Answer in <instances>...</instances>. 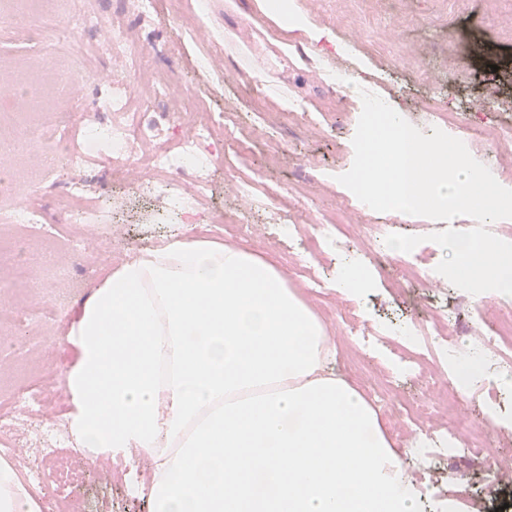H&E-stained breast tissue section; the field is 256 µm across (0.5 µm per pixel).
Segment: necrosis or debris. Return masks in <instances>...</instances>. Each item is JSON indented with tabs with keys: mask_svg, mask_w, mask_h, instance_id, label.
I'll use <instances>...</instances> for the list:
<instances>
[{
	"mask_svg": "<svg viewBox=\"0 0 512 512\" xmlns=\"http://www.w3.org/2000/svg\"><path fill=\"white\" fill-rule=\"evenodd\" d=\"M55 9L68 18L64 29L49 28L41 22L44 14ZM0 20L24 25L30 37L47 50L67 49L70 63L58 82L60 97L77 100L84 86L95 83L112 90L97 103L103 122L78 133L67 121L47 126L35 120V110L49 103L38 70H30L14 82L12 98L0 108V189L9 195L8 201L0 204V224L24 225L29 237L35 239L68 238L74 254L81 253L91 239L115 234L113 225L101 223V211L83 179L84 170L104 149L120 162L127 188L165 190L168 208L205 220L208 172L204 163L217 149L214 138L224 126L223 114H207L186 134L177 114L131 111L134 96L141 94L150 101L175 97L178 90L161 80L143 89L141 78L149 68L146 52L132 45L125 27L88 10L84 0H0ZM97 31L104 34L100 50L112 57L115 69L127 75V82L113 83L88 62L84 38ZM161 137L175 142V149L149 151V144ZM46 150L64 160L72 172L71 181L55 199L60 216L56 222L46 207L30 201L42 187V180L34 178L22 185L13 179L18 159ZM497 306L499 313L490 331L467 328L471 341L466 348L477 352L484 365L494 370L501 389L507 390L512 388V296L498 297ZM383 333L402 348H416L430 356L445 353L448 345L442 316L410 323L401 331L387 327ZM439 390L446 406H410L416 424L406 436V454L416 457L422 469H431L436 459L449 455V445L458 435L466 438L470 453L486 471H497L498 459L487 449L488 423L461 411L460 403L469 398L471 385L459 384L451 377ZM40 405L39 388L28 383L17 390L8 406L0 407V458H10L21 442L45 459L55 457L64 446L65 414L46 417Z\"/></svg>",
	"mask_w": 512,
	"mask_h": 512,
	"instance_id": "obj_1",
	"label": "necrosis or debris"
}]
</instances>
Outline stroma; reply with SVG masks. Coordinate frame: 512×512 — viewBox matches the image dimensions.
<instances>
[{
  "label": "stroma",
  "mask_w": 512,
  "mask_h": 512,
  "mask_svg": "<svg viewBox=\"0 0 512 512\" xmlns=\"http://www.w3.org/2000/svg\"><path fill=\"white\" fill-rule=\"evenodd\" d=\"M193 0H157L153 18L126 12L123 0H92L97 12L139 35L152 56V69L178 85L179 101L159 99L155 112H191L197 101L211 110L231 109L236 118L220 136L207 198L208 207L232 224H250L249 237L224 235L222 242L273 259L289 288L297 290L318 313L336 344L334 372L352 363L366 385L382 384L384 372L396 371L399 351L380 342L363 349L348 334L345 311L376 326L423 320L440 310L459 321L491 322L492 303L462 294L439 274L416 281L402 278L404 255H374L364 241L369 224H392L402 234L423 236L419 251L431 265L443 249L427 234L454 227L469 230L472 218L434 221L401 212L364 211L338 175L353 163L352 139L362 110L360 90L382 97L404 119L431 134L433 128L467 140L477 131L495 133L512 122V0H294L304 25L293 29L269 7V0H210V25L222 42L212 45L224 58V78L216 80L198 67L199 45L192 38ZM181 43L172 53L173 43ZM43 47L26 42L9 24L0 22V81L21 75ZM346 84L336 82L335 73ZM453 113L454 122L441 113ZM251 170L288 199L298 224L297 234L284 237L270 216L276 198H252L242 206L225 189L230 175ZM93 196L122 203L104 214L105 222L122 223L119 239L90 243L75 255L73 285L55 287L47 277L23 283L0 276V304L23 301L57 315L34 327L23 341L0 333V396H9L21 377L36 374L56 396H63L68 356L56 345L64 335L70 310L84 301L92 287L123 261L140 251L165 245L173 235L194 227L146 191L126 192L112 180V163L101 157L90 175ZM311 224L348 225L351 238L344 250L329 247L319 258L324 292L298 270L300 237ZM356 256L363 263L367 286L357 299L339 293L333 278L337 259ZM506 461L497 476L478 466L465 445L452 459L438 461L432 474L405 460L407 472L423 486L421 512H474L467 499L485 498L486 512H495L512 497V439H501ZM68 467L83 476L77 487L81 512H152L146 493L124 479L109 478L89 453L70 456Z\"/></svg>",
  "instance_id": "35a3bbf8"
}]
</instances>
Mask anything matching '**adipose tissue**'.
<instances>
[{"instance_id": "adipose-tissue-1", "label": "adipose tissue", "mask_w": 512, "mask_h": 512, "mask_svg": "<svg viewBox=\"0 0 512 512\" xmlns=\"http://www.w3.org/2000/svg\"><path fill=\"white\" fill-rule=\"evenodd\" d=\"M59 343L70 433L149 458L153 512H417L377 412L271 260L177 235L95 286ZM0 512H43L5 461Z\"/></svg>"}]
</instances>
